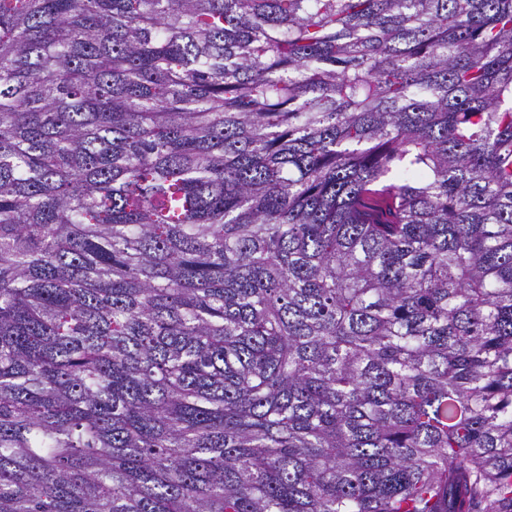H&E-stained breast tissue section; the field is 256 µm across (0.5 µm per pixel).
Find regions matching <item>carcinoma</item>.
<instances>
[{
  "instance_id": "cac0c4a2",
  "label": "carcinoma",
  "mask_w": 512,
  "mask_h": 512,
  "mask_svg": "<svg viewBox=\"0 0 512 512\" xmlns=\"http://www.w3.org/2000/svg\"><path fill=\"white\" fill-rule=\"evenodd\" d=\"M0 512H512V0H0Z\"/></svg>"
}]
</instances>
